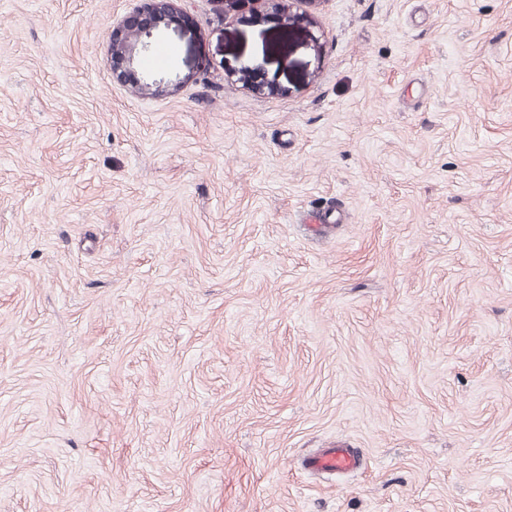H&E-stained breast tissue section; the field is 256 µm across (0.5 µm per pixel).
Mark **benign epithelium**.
Instances as JSON below:
<instances>
[{"label":"benign epithelium","instance_id":"benign-epithelium-1","mask_svg":"<svg viewBox=\"0 0 512 512\" xmlns=\"http://www.w3.org/2000/svg\"><path fill=\"white\" fill-rule=\"evenodd\" d=\"M146 8L131 14L112 29V70L120 77L136 78V88L142 93L153 90L155 79L144 70L145 59L153 52L156 33L164 29H179L193 22L191 15L170 6V0H146ZM292 0H224V10L235 12L261 27L258 37L261 43V59L246 58L238 69L240 78L259 91L275 92L279 86L259 81L260 73L268 65H276L277 71L286 72L292 67L293 56L302 47L315 53L322 51L321 37L317 36L311 22L303 14L291 9ZM288 30L300 33L286 52L272 56L267 52L268 43L280 32Z\"/></svg>","mask_w":512,"mask_h":512}]
</instances>
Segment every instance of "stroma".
I'll return each mask as SVG.
<instances>
[{"label": "stroma", "mask_w": 512, "mask_h": 512, "mask_svg": "<svg viewBox=\"0 0 512 512\" xmlns=\"http://www.w3.org/2000/svg\"><path fill=\"white\" fill-rule=\"evenodd\" d=\"M175 5L0 0V512H512V0ZM146 8L125 17L121 24L112 29L111 58L113 73L119 77H135V86L140 93L155 90V79L144 69L145 59L153 52L154 39L161 29H179L194 23L185 10L170 6L169 0H145ZM139 71L141 77H139ZM292 0H225L224 11H232L248 18L255 26L263 27L258 37L261 43V59L246 58L242 60L238 69V74L242 80L249 82L259 90L275 92L279 86L275 84L263 83L258 80L260 73L267 65H276L278 72H286L292 67L293 56L295 53L306 46L311 48L315 54L322 51L321 36H317L311 26V22L303 14L293 12L291 9ZM288 30L294 32H285L279 36L269 46V51L273 54L281 51L288 43L294 41L297 37L295 32L300 33L297 39L286 52L278 56H271L267 52L268 43L280 32ZM361 465V457L354 448H323L301 460L304 469L322 474L348 473Z\"/></svg>", "instance_id": "stroma-1"}]
</instances>
